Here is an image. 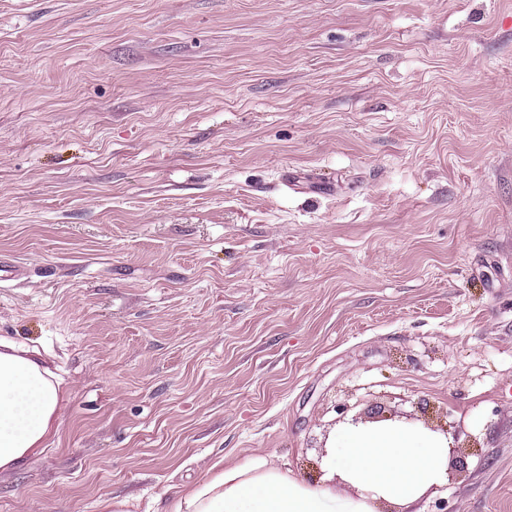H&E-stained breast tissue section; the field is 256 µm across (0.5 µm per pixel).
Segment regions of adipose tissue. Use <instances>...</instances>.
Here are the masks:
<instances>
[{"label": "adipose tissue", "mask_w": 512, "mask_h": 512, "mask_svg": "<svg viewBox=\"0 0 512 512\" xmlns=\"http://www.w3.org/2000/svg\"><path fill=\"white\" fill-rule=\"evenodd\" d=\"M62 380L38 349L0 337V471L35 456L60 416ZM452 440L421 425L342 424L305 482L256 458L186 488L170 512H405L448 480Z\"/></svg>", "instance_id": "1"}]
</instances>
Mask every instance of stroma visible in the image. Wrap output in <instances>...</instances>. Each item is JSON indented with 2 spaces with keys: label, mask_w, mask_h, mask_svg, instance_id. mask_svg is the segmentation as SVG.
<instances>
[{
  "label": "stroma",
  "mask_w": 512,
  "mask_h": 512,
  "mask_svg": "<svg viewBox=\"0 0 512 512\" xmlns=\"http://www.w3.org/2000/svg\"><path fill=\"white\" fill-rule=\"evenodd\" d=\"M2 257L67 395L0 512L308 481L375 404L464 448L417 512H512V0H0Z\"/></svg>",
  "instance_id": "obj_1"
}]
</instances>
